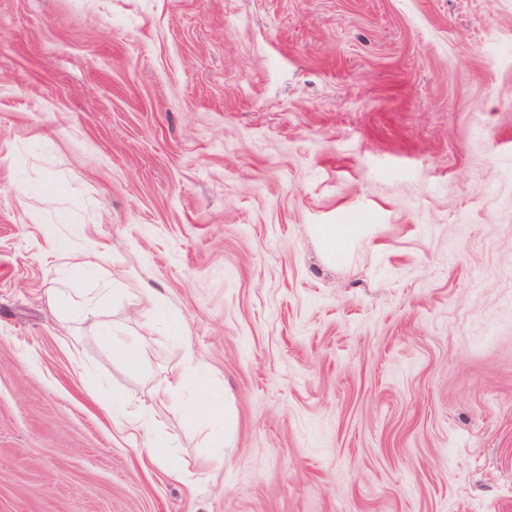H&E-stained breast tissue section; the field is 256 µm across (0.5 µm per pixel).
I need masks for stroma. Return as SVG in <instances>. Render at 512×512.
Here are the masks:
<instances>
[{
  "mask_svg": "<svg viewBox=\"0 0 512 512\" xmlns=\"http://www.w3.org/2000/svg\"><path fill=\"white\" fill-rule=\"evenodd\" d=\"M0 512H512V0H0ZM183 419L186 425L194 428L216 429L223 425V394L214 389L203 372L196 375L194 395L184 408Z\"/></svg>",
  "mask_w": 512,
  "mask_h": 512,
  "instance_id": "1",
  "label": "stroma"
}]
</instances>
